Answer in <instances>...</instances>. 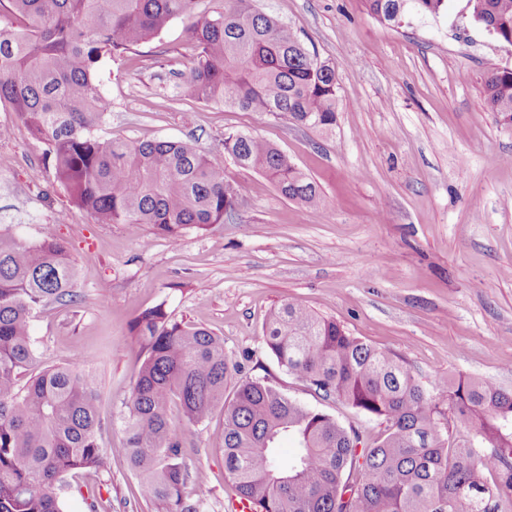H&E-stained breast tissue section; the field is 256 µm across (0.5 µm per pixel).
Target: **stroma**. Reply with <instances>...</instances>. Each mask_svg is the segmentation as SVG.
Returning <instances> with one entry per match:
<instances>
[{"instance_id":"35a3bbf8","label":"stroma","mask_w":512,"mask_h":512,"mask_svg":"<svg viewBox=\"0 0 512 512\" xmlns=\"http://www.w3.org/2000/svg\"><path fill=\"white\" fill-rule=\"evenodd\" d=\"M334 66L336 125L330 136L287 119L181 97L191 65L186 17L128 59L103 57L99 88L111 107L102 134L127 141L193 144L237 189L223 223L178 240L98 224L73 206L43 146L0 103V230L33 243L46 230L67 242L79 268L72 305L37 310L31 336L43 365L88 362L101 392L106 441L143 359L135 317L164 305L172 320L202 326L249 374L269 377L365 440L378 422L321 400L265 351L268 313L293 300L390 352L424 387L456 375L512 391V126L484 103L493 69H512V46L448 0L436 16L380 23L364 0H256ZM250 132L276 145L314 181L323 207L284 198L260 172L224 153V136ZM223 422L184 430L187 490H210L207 512H229L236 492L212 441ZM127 461L65 477L62 512H156L135 495Z\"/></svg>"}]
</instances>
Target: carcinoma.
Segmentation results:
<instances>
[{
	"label": "carcinoma",
	"instance_id": "carcinoma-1",
	"mask_svg": "<svg viewBox=\"0 0 512 512\" xmlns=\"http://www.w3.org/2000/svg\"><path fill=\"white\" fill-rule=\"evenodd\" d=\"M7 0L11 32L0 34V103L18 112L43 144L56 181L98 224L143 227L176 240L231 212L224 168L182 141L131 142L99 134L108 102L96 81L109 53L122 59L193 17L192 66L181 92L200 103L286 116L327 133L336 124V72L297 32L254 0ZM394 24L407 12L437 15L446 0H364ZM472 14L512 45V0H472ZM489 111L512 124V69L484 81ZM224 153L265 175L285 198L322 206L317 185L269 141L224 134ZM78 266L47 232L27 243L0 230V512H62L56 484L105 471L98 385L80 360L43 369L30 336L34 311L75 303ZM144 350L125 403L119 452L140 499L162 512H204L203 489L185 494L188 473L177 406L189 426L224 412L213 435L225 476L261 512H512V392L489 381L440 377L424 388L397 356L347 333L334 320L288 301L273 309L263 345L279 367L322 400H340L384 429L370 445L360 433L306 405L268 377L251 376L202 326L173 321L160 306L133 325ZM233 394L225 396L229 384ZM451 426L440 422L437 395ZM294 454L282 461V441Z\"/></svg>",
	"mask_w": 512,
	"mask_h": 512
}]
</instances>
